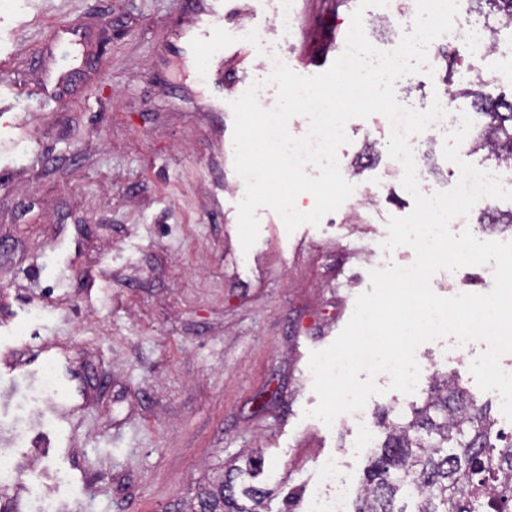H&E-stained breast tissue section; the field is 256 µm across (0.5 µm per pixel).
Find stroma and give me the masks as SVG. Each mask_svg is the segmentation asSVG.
I'll use <instances>...</instances> for the list:
<instances>
[{
    "label": "stroma",
    "instance_id": "stroma-1",
    "mask_svg": "<svg viewBox=\"0 0 512 512\" xmlns=\"http://www.w3.org/2000/svg\"><path fill=\"white\" fill-rule=\"evenodd\" d=\"M358 0H236L224 42L250 55L224 57L230 90L216 92L190 62L184 33L208 0H0V350L43 360L52 343L79 404L62 451L23 469L0 500L28 512L35 494L67 512H186L229 468L262 460L256 485L270 489V512H304L319 485L321 459H335L356 498L368 458L383 440L375 416L421 402L434 377L455 379L501 416L497 392L481 391L472 361L444 356L455 338L418 349L426 374L407 397L377 376L383 394L363 420L323 426L308 362L349 321L370 272L407 266L415 252L382 249L387 221L409 214L412 196L388 152L382 115L353 119L339 150L352 196L320 227L287 232L260 208L259 237L243 250L238 204L245 182L234 168L231 101L256 87L262 108L278 89L259 68L274 53L294 72L326 71L342 53ZM416 0L364 13L369 41L394 49L411 30ZM512 71L493 55L441 73L401 78L396 98L424 110L465 86L476 72ZM58 78L54 97L47 77ZM443 134L416 136L421 191L454 186L458 167L443 156ZM362 173H355L356 165ZM512 210L489 199L453 232L512 241V231L481 223L482 210ZM491 266L437 272L434 292L485 293ZM38 387L15 396L0 424L14 453L33 454Z\"/></svg>",
    "mask_w": 512,
    "mask_h": 512
}]
</instances>
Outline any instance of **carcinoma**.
Segmentation results:
<instances>
[{"mask_svg": "<svg viewBox=\"0 0 512 512\" xmlns=\"http://www.w3.org/2000/svg\"><path fill=\"white\" fill-rule=\"evenodd\" d=\"M512 27V0H475ZM476 76L459 94L472 98L486 121L473 149L512 160V97L485 93ZM385 439L370 459L355 512H512V438L496 427L487 406L452 378L433 380L422 405L384 412ZM267 492L236 498L228 476L200 495L188 512H265ZM413 508H408V505Z\"/></svg>", "mask_w": 512, "mask_h": 512, "instance_id": "carcinoma-1", "label": "carcinoma"}]
</instances>
